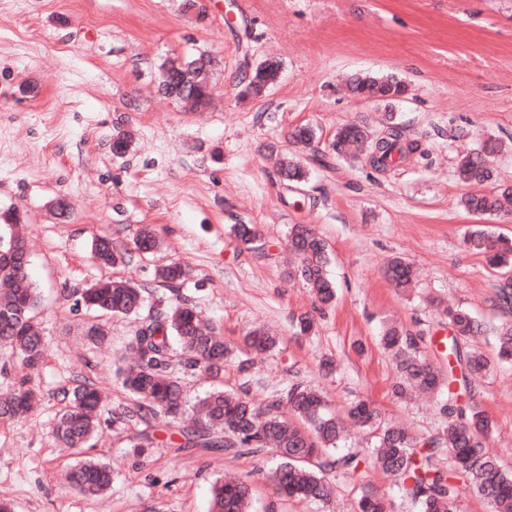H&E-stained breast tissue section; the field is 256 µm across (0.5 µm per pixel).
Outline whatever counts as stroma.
Segmentation results:
<instances>
[{
    "instance_id": "1",
    "label": "stroma",
    "mask_w": 512,
    "mask_h": 512,
    "mask_svg": "<svg viewBox=\"0 0 512 512\" xmlns=\"http://www.w3.org/2000/svg\"><path fill=\"white\" fill-rule=\"evenodd\" d=\"M0 0V222L27 224L30 275L41 297L37 311L48 343L38 372L0 369V396L29 379L43 396L26 418L0 419V498L15 512H209L211 487L231 474L255 491L251 512H355L363 492L394 500L396 512H417L399 501L397 477L362 466L331 478L329 503L280 499L270 480L272 451L232 457L220 448L178 447V431L163 414L147 425L102 421L93 447L62 449L52 434L63 393L75 377L90 379L110 410L128 406L115 375L140 319L88 310L79 289L112 278L145 288V314L166 312L173 299L155 277L158 266L186 263L181 295L224 333L232 348L262 325L279 345L252 354L250 373L224 369V387L258 401L289 383L321 389L331 411L346 414L364 399L383 419L405 424L419 442L441 436L447 399H474L493 429L485 450L512 470V366L501 364L492 336L477 344L490 362L472 390L400 399L396 368L381 348L384 326L411 334L424 357L448 368L442 341L447 306L482 322L512 321L494 289L503 272L463 245L482 226L512 239V216L464 210L471 188L455 176L459 152L496 141L489 158L498 186H512V0ZM205 21H198V11ZM205 51L219 64L214 98L201 112L160 95L161 64ZM283 66L264 97H243L235 78L258 62ZM394 75L406 96L365 102L348 80ZM420 140L423 154L385 172L363 159L339 158L330 144L341 125L378 130L386 112ZM134 134L131 153L112 154V133ZM310 125L314 149L290 132ZM308 170L302 182L279 173L283 158ZM142 224L159 245L126 262L102 266L91 255L94 237L128 242ZM255 224L258 251L230 231ZM310 224L329 249L335 304L320 308L290 276L288 227ZM404 257L417 273L405 295L390 285L386 266ZM314 315L312 334L295 335L294 317ZM103 327V341L85 332ZM334 370L325 373L323 360ZM153 448H130L141 432ZM93 457L111 465L105 493L88 497L66 471Z\"/></svg>"
}]
</instances>
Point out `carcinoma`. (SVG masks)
<instances>
[{
    "label": "carcinoma",
    "instance_id": "1",
    "mask_svg": "<svg viewBox=\"0 0 512 512\" xmlns=\"http://www.w3.org/2000/svg\"><path fill=\"white\" fill-rule=\"evenodd\" d=\"M206 53L189 54L182 60L181 70L190 75L195 88L204 96L212 90V68L204 62ZM280 65L268 61L261 72L251 71L238 78V84L252 85L259 77L266 80ZM406 85L394 75H360L350 84L353 95L400 93ZM132 135L116 129L112 136V152L125 155L132 146ZM357 147L366 152V161L375 170H383L407 153H416L420 144L406 137L403 128L387 120L376 134L367 133L357 125H345L336 131L332 149L336 155H346ZM494 150L487 142L459 156L456 174L460 181L485 185L493 180L484 155ZM281 174L290 181L305 179L303 165L293 159L281 162ZM460 206L481 216L512 214V188H494L488 192L461 197ZM231 232L247 250L262 246V235L256 224H233ZM466 248L487 254L489 265L504 268L512 263V244L494 240L484 231L468 232ZM157 245L153 229L144 226L130 240V246L119 249L112 240L98 238L92 243L94 258L104 264H116L136 251L149 253ZM26 248L25 225L15 221L0 224V252ZM288 248L296 259L294 275L309 288L315 299L329 306L336 298L334 282L328 277V246L307 224H292L288 230ZM30 262L11 265L0 261V346L11 349L28 370L42 363L46 345L37 323L39 297L29 280ZM390 281L402 291L414 284L411 264L396 256L387 265ZM187 275L186 266L173 261L157 270V276L175 297L170 309L142 319L130 343L131 361L117 368L121 386L132 407L121 416L125 421L141 416L146 410L162 412L178 425L183 447L222 448L227 454L243 456L265 448L280 459L271 475L276 492L288 499H303L324 503L331 495L328 475L336 472L353 475L365 461L372 462L400 478L399 498L419 506V512H458V483L485 499L492 512H512V472L505 471L498 461L483 451V440L492 430V421L474 401H448L443 412L448 424L443 437L423 444L404 428L382 420L378 409L367 400L355 402L351 419L362 428L372 430L374 445L367 457L348 452L332 455L345 427L329 412L323 395L316 389L293 383L275 398L258 402L245 391H229L217 386L194 406L190 422L183 423L187 413L183 399L181 376L172 366V343L179 344L180 366L186 371H200L213 379L224 375V364L233 359V350L224 343L215 328L201 324L194 308L181 299L180 288ZM144 289L135 282L99 280L82 292V302L95 311L112 316L139 313ZM448 337V375L441 374L417 350L415 339L397 326L386 327L380 344L393 358L399 381L394 394L408 398L416 393H430L451 386L457 380L468 384L471 375L488 369L489 363L477 351H465L461 342L482 335L487 328L466 309L446 310ZM498 345V360L512 364V322L494 328ZM244 343L255 351H269L278 345V338L256 328L245 336ZM461 378H456V369ZM39 400L38 392L22 380L6 398L0 400L1 419L25 417ZM65 406L55 416L53 433L62 448L73 450L91 445L100 421L103 397L85 380L78 382L64 396ZM301 424L280 414L282 403ZM448 456V467L440 465ZM70 482L84 494H98L112 484V467L95 460H81L70 472ZM252 488L243 481L217 480L212 489L211 512H251ZM358 512H390V506L376 496L364 495L358 501Z\"/></svg>",
    "mask_w": 512,
    "mask_h": 512
}]
</instances>
